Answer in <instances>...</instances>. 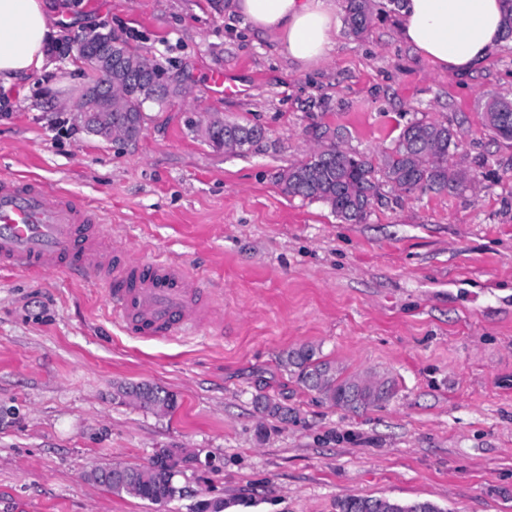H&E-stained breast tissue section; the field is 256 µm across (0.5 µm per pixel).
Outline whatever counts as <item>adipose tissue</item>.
Wrapping results in <instances>:
<instances>
[{
    "mask_svg": "<svg viewBox=\"0 0 512 512\" xmlns=\"http://www.w3.org/2000/svg\"><path fill=\"white\" fill-rule=\"evenodd\" d=\"M229 10L276 35L303 68L328 58L341 29L335 0H231ZM504 21L505 0H404L399 35L436 67L467 74L501 45ZM55 36L44 0H0V89L46 68Z\"/></svg>",
    "mask_w": 512,
    "mask_h": 512,
    "instance_id": "ef3b65f1",
    "label": "adipose tissue"
}]
</instances>
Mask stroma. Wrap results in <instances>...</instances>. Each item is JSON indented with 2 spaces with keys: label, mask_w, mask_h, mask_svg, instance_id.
<instances>
[{
  "label": "stroma",
  "mask_w": 512,
  "mask_h": 512,
  "mask_svg": "<svg viewBox=\"0 0 512 512\" xmlns=\"http://www.w3.org/2000/svg\"><path fill=\"white\" fill-rule=\"evenodd\" d=\"M61 36L103 26L146 54L186 96L149 105L133 143L106 141L65 107L83 65L4 95L0 177L38 178L103 214L110 244L140 261L171 258L197 276L211 326L174 339L122 331L101 287L59 271L0 268V512H336L337 500L428 501L442 512H512V144L483 121L512 97V45L459 76L399 37L376 0L369 34L340 31L303 69L225 0H45ZM223 70L240 95H215ZM258 124L246 152L214 148L188 120ZM446 120L477 176L457 197L384 190L365 222L286 194L315 126L344 127V149L389 150L411 121ZM317 348L346 373L386 376L393 398L345 412L284 367ZM176 394L169 415L117 398L128 384ZM287 406L262 413L256 396ZM191 454L164 505L112 493L91 469Z\"/></svg>",
  "instance_id": "obj_1"
}]
</instances>
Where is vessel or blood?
Segmentation results:
<instances>
[{"instance_id":"obj_1","label":"vessel or blood","mask_w":512,"mask_h":512,"mask_svg":"<svg viewBox=\"0 0 512 512\" xmlns=\"http://www.w3.org/2000/svg\"><path fill=\"white\" fill-rule=\"evenodd\" d=\"M101 213L34 178L0 179V267L22 274L74 271L102 285L132 336L169 339L212 319L198 285L179 264H150L105 250Z\"/></svg>"}]
</instances>
